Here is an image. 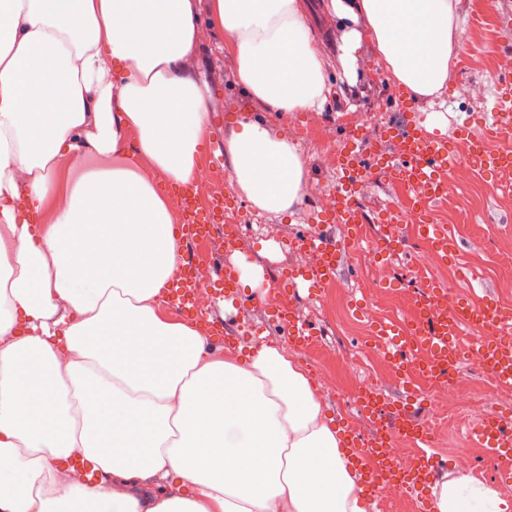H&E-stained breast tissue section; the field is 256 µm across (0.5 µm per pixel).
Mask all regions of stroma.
<instances>
[{
    "label": "stroma",
    "instance_id": "obj_1",
    "mask_svg": "<svg viewBox=\"0 0 512 512\" xmlns=\"http://www.w3.org/2000/svg\"><path fill=\"white\" fill-rule=\"evenodd\" d=\"M210 0H198V19L201 26L198 46V73L212 89L210 114L222 117V124L210 127V137L200 149V168H213L214 172L231 177L228 161L210 165L208 158L214 138H227L242 113L261 112L259 103L246 99L239 89L235 64L221 45L223 36L214 27L209 12ZM490 14L476 9V0H458L457 9L463 25L478 27L483 39L475 45L460 47L450 70L443 95L419 101L406 99L404 91L388 77L372 51H363L359 57L360 70L369 76L362 97L357 104H350L348 94L332 97L320 117L329 127L331 139L314 143L302 138L295 128L300 115L296 112L270 114V121L288 141L294 143L305 163V180L301 199L289 212L274 216L251 207L238 193H231L230 232L236 239L234 258L262 266L266 288L291 292V282L297 271L306 264L307 256L301 251H291L287 240L320 230L333 236L338 243H345L348 229L328 224L316 201L320 195L330 193L335 186L334 156L337 142L350 132L349 118L353 111L367 112L371 121L362 137L375 144L378 151L391 152L393 141L390 130L404 125L407 110H415L417 119L423 120L433 112L442 113L445 124L441 136L456 141L460 129H479L486 121L489 101L494 90V75L487 66L491 57H512V0H490ZM506 190L500 178L475 173L471 184L457 188L452 202L438 203L433 210V221L447 225L458 241V257L449 266L426 271L416 261L417 240L410 234L409 225L401 227V242L388 260L391 272L389 293L399 309L411 307L416 293L425 279L449 289L451 297L479 301L489 297L498 301L512 300V204H504ZM357 197L369 217L362 232L365 238L376 240L381 234V221L387 210H400V196L377 177L362 187ZM342 297L350 304L346 319L349 331H339L326 314L325 297H312L308 293H292L300 317L320 331L317 349L335 357L347 353L360 354L367 348L370 328L360 318L354 305L367 298L364 272L352 257H345L344 264L335 277ZM243 297L251 299L252 307L239 311L237 321L246 332L225 338L228 346H251L255 341L282 346L283 338L272 322L273 308L266 299L257 298L251 288H243ZM472 418L461 415L437 422L431 431L433 449L437 456L470 447L468 430ZM431 506L428 490L406 489L398 492L379 493L369 500L367 512H426Z\"/></svg>",
    "mask_w": 512,
    "mask_h": 512
}]
</instances>
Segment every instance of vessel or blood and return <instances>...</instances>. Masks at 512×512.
<instances>
[{
	"label": "vessel or blood",
	"mask_w": 512,
	"mask_h": 512,
	"mask_svg": "<svg viewBox=\"0 0 512 512\" xmlns=\"http://www.w3.org/2000/svg\"><path fill=\"white\" fill-rule=\"evenodd\" d=\"M460 148H453L446 138L428 132L424 127L408 124L394 135V150L380 156L376 148L347 135L337 150L336 188L333 205L325 218L332 224L364 223L363 208L356 193L376 174H386L391 185L408 195V207L414 213L428 214L433 203L448 195V180L463 164L502 180L512 179V156L486 152L488 138H512V72L503 71L495 79L489 120L483 133L460 130ZM183 222L180 239L184 246L178 269L169 283V294L177 311L188 318H197L195 308L194 255L191 245L213 236H224L222 222L228 213V201L214 197L200 205L194 186L180 187L177 192ZM422 234L441 256L454 254L456 241L446 228L432 223L422 224ZM298 248L312 251L314 262L300 277L310 291L335 277L342 259V244L322 234L301 235L295 241ZM211 286L216 297L227 302L238 301L237 272L234 268L215 263L211 266ZM417 317L413 324L398 321L379 323L375 342L391 359L399 372L402 388L412 398V405L383 411L374 391L362 397L364 411L371 418L368 434H355L352 455L362 468L367 494L379 487L394 485L419 489L435 476L439 464L432 452L431 436L425 426L416 422V401L426 400L429 381H450L455 377L461 360L460 338L465 331L482 328L492 335L480 349L489 371L502 386L512 387V312L500 308L495 300L475 303L467 299L448 300L445 289L429 284L416 302ZM276 317L288 340L302 345L313 343L316 334L300 322L291 305L278 301ZM406 435L413 446L415 463L399 467L386 453L393 437ZM471 441L495 457L512 458V422L492 418L471 429Z\"/></svg>",
	"instance_id": "obj_1"
}]
</instances>
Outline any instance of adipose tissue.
<instances>
[{"instance_id": "ef3b65f1", "label": "adipose tissue", "mask_w": 512, "mask_h": 512, "mask_svg": "<svg viewBox=\"0 0 512 512\" xmlns=\"http://www.w3.org/2000/svg\"><path fill=\"white\" fill-rule=\"evenodd\" d=\"M456 4L327 0L349 92L368 44L413 98L439 95ZM210 11L265 111L324 109L301 0ZM199 34L196 0H0V512H364L343 430L301 369L275 346L217 354L161 306L181 243L157 182L195 180L209 127ZM224 153L253 207L299 201L305 165L266 123L244 117ZM94 393L111 415L82 406ZM77 449L104 480L60 491ZM430 493L434 512H500L467 475Z\"/></svg>"}]
</instances>
